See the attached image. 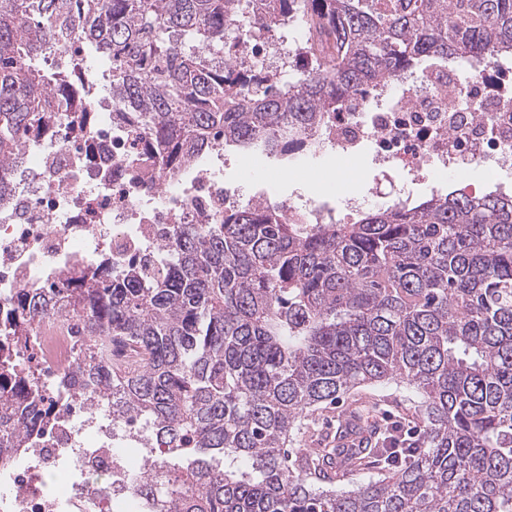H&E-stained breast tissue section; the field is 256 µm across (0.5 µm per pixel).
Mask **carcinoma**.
Instances as JSON below:
<instances>
[{
    "instance_id": "carcinoma-1",
    "label": "carcinoma",
    "mask_w": 512,
    "mask_h": 512,
    "mask_svg": "<svg viewBox=\"0 0 512 512\" xmlns=\"http://www.w3.org/2000/svg\"><path fill=\"white\" fill-rule=\"evenodd\" d=\"M252 0H0V168L72 96L39 59L69 31L111 66L145 167L202 149L269 158L319 149L346 95L407 68L512 61V0H263L254 32L299 22L308 63L279 86L227 68ZM87 345L69 386L112 419L152 424L130 488L153 512H512V193L453 190L351 224L277 202L176 224L165 264L77 267L0 315V460L51 414L18 356L47 315ZM137 359L112 363V345ZM403 383L422 426L372 441L349 418L362 389ZM346 404L333 431L314 414ZM380 477L353 481L355 475Z\"/></svg>"
}]
</instances>
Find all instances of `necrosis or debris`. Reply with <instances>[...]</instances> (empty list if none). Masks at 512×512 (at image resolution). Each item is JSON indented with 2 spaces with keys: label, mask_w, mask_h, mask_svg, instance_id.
I'll use <instances>...</instances> for the list:
<instances>
[{
  "label": "necrosis or debris",
  "mask_w": 512,
  "mask_h": 512,
  "mask_svg": "<svg viewBox=\"0 0 512 512\" xmlns=\"http://www.w3.org/2000/svg\"><path fill=\"white\" fill-rule=\"evenodd\" d=\"M244 61L263 70L291 66L295 57L286 37L254 38ZM131 126L113 113L111 99H95L89 109L73 103L6 167L12 193L0 205L1 304L63 280L77 264L160 263L174 225L209 224L215 210L240 204L206 162L148 179L146 143ZM367 142L388 170L418 173L437 163L456 171L478 161L505 167L512 162V73L487 66L464 81L443 69L404 70L365 98H351L322 140L345 157ZM81 343L76 322L50 317L39 325L37 381L57 416L33 442L28 463L0 468L13 490L0 498V512H151L147 496L127 490L135 462L149 459L141 424L103 423L94 406L59 383L72 373ZM132 448L137 458L129 457ZM64 460L82 479L59 492L46 478Z\"/></svg>",
  "instance_id": "obj_1"
}]
</instances>
